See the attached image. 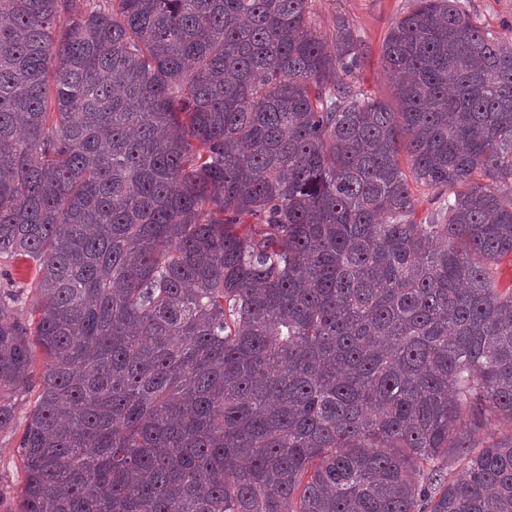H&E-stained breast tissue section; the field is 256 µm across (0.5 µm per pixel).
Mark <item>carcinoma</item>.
<instances>
[{
	"label": "carcinoma",
	"instance_id": "carcinoma-1",
	"mask_svg": "<svg viewBox=\"0 0 512 512\" xmlns=\"http://www.w3.org/2000/svg\"><path fill=\"white\" fill-rule=\"evenodd\" d=\"M86 2L0 0L21 512H512V40L417 0L386 101L311 0ZM415 195V220L426 223L434 210L438 207L439 201L435 199V193L423 186L414 187ZM35 274V265L25 258L11 259L0 264V283L3 287L23 288L28 293Z\"/></svg>",
	"mask_w": 512,
	"mask_h": 512
}]
</instances>
